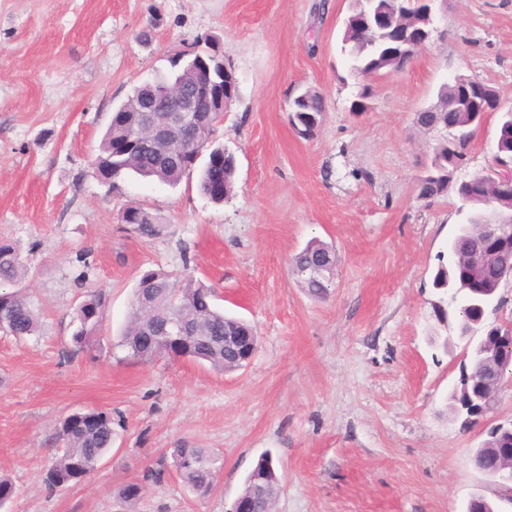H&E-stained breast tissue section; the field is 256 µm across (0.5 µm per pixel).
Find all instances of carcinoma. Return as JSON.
I'll return each mask as SVG.
<instances>
[{"label": "carcinoma", "instance_id": "cac0c4a2", "mask_svg": "<svg viewBox=\"0 0 512 512\" xmlns=\"http://www.w3.org/2000/svg\"><path fill=\"white\" fill-rule=\"evenodd\" d=\"M426 9L418 0H353L352 13L343 31L342 50L351 59L354 74H390L409 65L431 37ZM169 63L167 74L135 87L123 105L150 96L161 108L173 106L168 100L169 91L176 84L191 87L195 72L180 51L170 57ZM496 97V91L484 81L459 77L441 88L434 105L416 114L415 123L420 129L445 132L432 145L430 167L419 182L420 197L434 199L448 194L450 173L464 164L469 139L482 123L480 113L490 108ZM293 105L296 112L291 122L295 132L303 139L313 137L325 111L322 94L308 89L294 99ZM217 128V117L206 116L190 139L160 147L155 144L153 131L139 125L136 113L114 112L94 160L93 175L110 187L129 172L175 185L197 170L201 195L220 204L234 190L236 161L232 154L220 151L221 144L215 139ZM199 151L209 153L224 167L223 195L211 193L212 164L198 165L195 158ZM511 175L512 111L501 117L491 172L454 186L455 195L462 205L469 207L470 215L463 226L465 233L455 237L450 245L448 263L440 264L433 285L467 297L468 303L455 309L461 334L477 316V306L494 301L504 303L499 290L512 281V237L499 238L491 231L493 223L512 225V192H504L500 183ZM122 221L140 238H154L162 230L157 218L138 204L125 207ZM318 263L329 264L322 277L310 273V268ZM335 264L333 247L314 240L296 257L294 272L302 279V287L320 297ZM28 277L29 268L19 251L9 242H0V287H7V291L0 292V332L16 340L39 331V318L27 294ZM215 299L214 289L201 281L191 279L180 288L166 272L147 270L137 281L121 346L134 359L163 354L206 364L219 372L241 369L247 365V355L225 354L224 336L236 331L252 336L250 351L254 352L258 343L256 333L243 319L224 314ZM105 308L106 297L101 292L86 295L77 305L78 326L71 336L73 352L91 353L99 349L98 333ZM508 371H512V334L501 325H489L483 335L474 338L468 360L463 362L450 392L451 412L462 420V426L478 422V417L468 416L463 409L468 397L490 396L491 389ZM114 436L112 413L108 411L88 410L66 417L57 431L59 447L45 474L47 489H67L92 474L111 450ZM493 448H512V436L499 437L486 447L475 448L473 461L478 470L490 472L500 468L498 458L491 452ZM168 462L196 495L206 497L214 491L218 453L182 443L165 449L159 469H150L142 478L122 484L117 490L118 500L134 509L144 498L147 482L158 478L161 467ZM257 483L264 486V492L255 502L254 512H272L281 491V477L268 455L248 475L240 496H251Z\"/></svg>", "mask_w": 512, "mask_h": 512}]
</instances>
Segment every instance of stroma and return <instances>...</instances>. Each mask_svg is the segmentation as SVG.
<instances>
[{"mask_svg": "<svg viewBox=\"0 0 512 512\" xmlns=\"http://www.w3.org/2000/svg\"><path fill=\"white\" fill-rule=\"evenodd\" d=\"M349 0H0V240L33 277L36 336L0 334V475L6 512H122L117 488L187 442L219 450L207 498L174 469L136 512H230L257 460L282 476L275 512H463L500 486L471 463L490 427L512 420V375L492 410L462 428L448 408L463 344L439 320L440 254L467 221L455 195L419 197L434 134L415 124L441 86L476 77L512 109V0H446L430 43L403 72L363 78L341 50ZM219 39L238 96L219 127L237 159L232 196L216 205L194 180L136 176L112 190L92 163L113 109L196 39ZM320 91L317 135L299 138L290 105ZM364 111H352L356 100ZM491 112L472 135L460 182L487 172ZM139 203L160 236L122 222ZM333 245L325 298L290 263L311 239ZM88 253V267L76 260ZM214 288L252 324L250 363L233 372L119 347L140 274ZM109 298L96 356L70 351L75 308ZM86 409L111 412L117 438L82 484L49 492L55 429Z\"/></svg>", "mask_w": 512, "mask_h": 512, "instance_id": "obj_1", "label": "stroma"}]
</instances>
